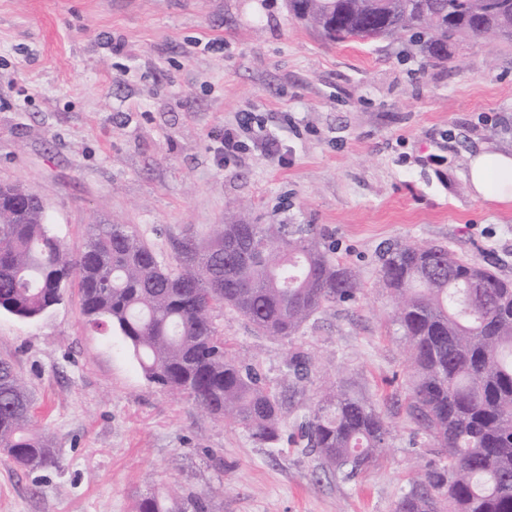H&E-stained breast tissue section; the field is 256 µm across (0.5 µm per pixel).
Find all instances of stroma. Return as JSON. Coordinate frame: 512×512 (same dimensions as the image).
Here are the masks:
<instances>
[{
    "label": "stroma",
    "instance_id": "obj_1",
    "mask_svg": "<svg viewBox=\"0 0 512 512\" xmlns=\"http://www.w3.org/2000/svg\"><path fill=\"white\" fill-rule=\"evenodd\" d=\"M228 127L242 147L222 156ZM486 145L512 152V44L496 39L451 42L435 62L400 40L331 43L286 0H0V184L41 197L69 252L90 225L126 224L170 263L176 238L243 215L317 225L361 283L292 338L217 311L271 385L291 352L309 356L270 448L149 383L122 336L86 321L78 284L40 319L1 311L0 359L59 464L0 456V512H133L159 488L219 485L217 512H393L424 446L379 251L443 244L512 280V205L474 200L465 180ZM334 380L392 425L351 481L306 453L299 429Z\"/></svg>",
    "mask_w": 512,
    "mask_h": 512
}]
</instances>
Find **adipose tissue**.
Listing matches in <instances>:
<instances>
[{"mask_svg":"<svg viewBox=\"0 0 512 512\" xmlns=\"http://www.w3.org/2000/svg\"><path fill=\"white\" fill-rule=\"evenodd\" d=\"M467 185L473 198L512 203V153L481 148L469 158Z\"/></svg>","mask_w":512,"mask_h":512,"instance_id":"1","label":"adipose tissue"}]
</instances>
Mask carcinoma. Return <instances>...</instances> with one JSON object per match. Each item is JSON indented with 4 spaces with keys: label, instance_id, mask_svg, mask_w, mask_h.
Returning a JSON list of instances; mask_svg holds the SVG:
<instances>
[{
    "label": "carcinoma",
    "instance_id": "cac0c4a2",
    "mask_svg": "<svg viewBox=\"0 0 512 512\" xmlns=\"http://www.w3.org/2000/svg\"><path fill=\"white\" fill-rule=\"evenodd\" d=\"M288 11L320 30L336 18L333 40L407 36L443 61L448 43L480 37L512 43V0H288ZM0 222V311L42 316L78 280L82 313L123 336L145 377L191 399L215 420L273 445L288 419L290 389L308 357L286 361L283 386L269 387L230 351L214 312L227 307L266 336L291 337L320 310L352 298L354 268L341 263L310 224H216L211 237L173 243L167 264L125 224H93L72 255L46 209L15 198ZM378 281L405 341L412 371L407 411L429 460L416 470L395 512H512V280L441 244L395 242L384 249ZM32 400L14 365L0 360V448L29 469L58 465L30 431ZM308 451L343 480L379 457L388 418L343 383L313 403L304 426ZM222 488L141 496L135 512H211Z\"/></svg>",
    "mask_w": 512,
    "mask_h": 512
}]
</instances>
